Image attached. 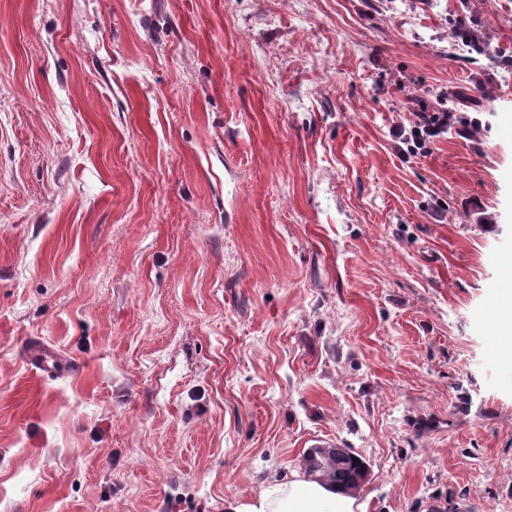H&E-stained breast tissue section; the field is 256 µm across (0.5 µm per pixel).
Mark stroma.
Masks as SVG:
<instances>
[{
	"label": "stroma",
	"instance_id": "obj_1",
	"mask_svg": "<svg viewBox=\"0 0 512 512\" xmlns=\"http://www.w3.org/2000/svg\"><path fill=\"white\" fill-rule=\"evenodd\" d=\"M511 264L512 0H0V512H512ZM436 101L435 106L419 101L418 109L412 113L414 118L410 127L407 129L398 125L392 130L401 155L427 157L431 154L432 144L448 134L449 129L456 128L457 122L462 124L457 130L461 133L477 131L482 126L481 121L476 118L469 121L457 120L456 112L448 109L445 95L437 96ZM496 328L499 336H502L500 347L508 351V357L511 359L512 344V289L505 282L500 289L499 297L496 301ZM351 452L354 454L353 451ZM354 455L357 459V465H354V461L348 459L347 461H343L341 465L326 466L325 468L327 470L320 472L324 477V481L336 485V488H340L345 492L352 493L356 491L360 487V484L354 476L355 468H366V462L361 456ZM356 499L336 492L329 484L293 472L287 481L274 482L259 493L225 500V512H356Z\"/></svg>",
	"mask_w": 512,
	"mask_h": 512
}]
</instances>
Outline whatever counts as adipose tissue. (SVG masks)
Here are the masks:
<instances>
[{"mask_svg":"<svg viewBox=\"0 0 512 512\" xmlns=\"http://www.w3.org/2000/svg\"><path fill=\"white\" fill-rule=\"evenodd\" d=\"M356 500L300 473L224 502V512H356Z\"/></svg>","mask_w":512,"mask_h":512,"instance_id":"adipose-tissue-1","label":"adipose tissue"}]
</instances>
